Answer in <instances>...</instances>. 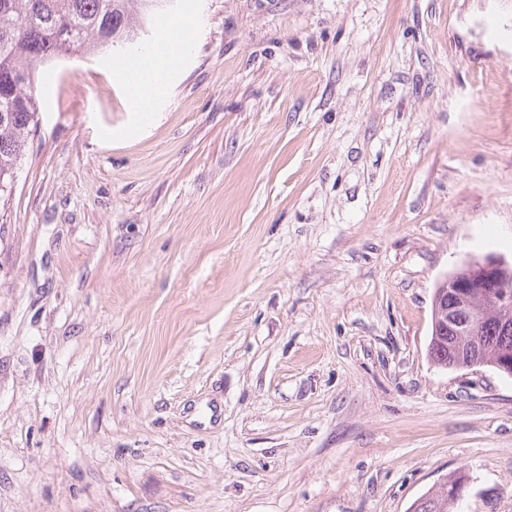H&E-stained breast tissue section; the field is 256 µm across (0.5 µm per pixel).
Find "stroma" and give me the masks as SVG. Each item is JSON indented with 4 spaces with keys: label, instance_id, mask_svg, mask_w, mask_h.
Listing matches in <instances>:
<instances>
[{
    "label": "stroma",
    "instance_id": "1",
    "mask_svg": "<svg viewBox=\"0 0 512 512\" xmlns=\"http://www.w3.org/2000/svg\"><path fill=\"white\" fill-rule=\"evenodd\" d=\"M151 124L65 57L0 212V512H512V377L427 355L512 258V0H174ZM191 42L189 27L182 28L176 32L162 35L155 50L147 53L152 55V61L159 78L156 99L158 104L166 97L171 75L182 63L184 54L191 47ZM469 483V476L464 472H459L449 479L448 476H445L441 478L436 490L419 497L413 503L411 512L429 511L432 508L445 510L447 505L454 506L464 499ZM450 486L453 488L448 493Z\"/></svg>",
    "mask_w": 512,
    "mask_h": 512
}]
</instances>
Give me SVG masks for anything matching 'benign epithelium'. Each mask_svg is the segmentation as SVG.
<instances>
[{"label":"benign epithelium","instance_id":"benign-epithelium-1","mask_svg":"<svg viewBox=\"0 0 512 512\" xmlns=\"http://www.w3.org/2000/svg\"><path fill=\"white\" fill-rule=\"evenodd\" d=\"M431 362L445 369L489 365L512 377V261L487 255L441 279L432 302ZM469 476L441 478L411 512H438L464 499Z\"/></svg>","mask_w":512,"mask_h":512}]
</instances>
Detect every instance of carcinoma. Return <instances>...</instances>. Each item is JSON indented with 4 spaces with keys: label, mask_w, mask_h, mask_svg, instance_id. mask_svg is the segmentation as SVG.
I'll list each match as a JSON object with an SVG mask.
<instances>
[{
    "label": "carcinoma",
    "mask_w": 512,
    "mask_h": 512,
    "mask_svg": "<svg viewBox=\"0 0 512 512\" xmlns=\"http://www.w3.org/2000/svg\"><path fill=\"white\" fill-rule=\"evenodd\" d=\"M149 0H0V204L8 202L39 122V67L121 46Z\"/></svg>",
    "instance_id": "obj_1"
}]
</instances>
